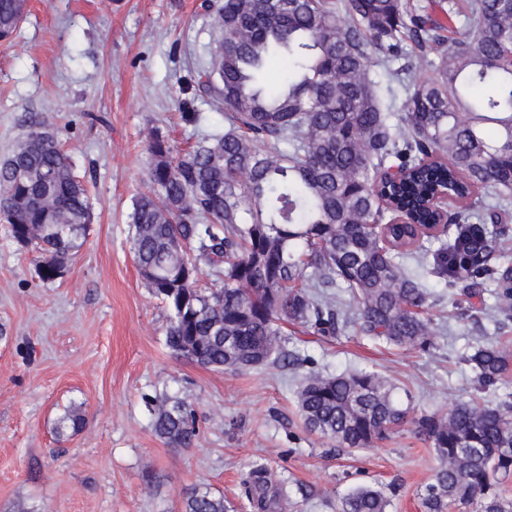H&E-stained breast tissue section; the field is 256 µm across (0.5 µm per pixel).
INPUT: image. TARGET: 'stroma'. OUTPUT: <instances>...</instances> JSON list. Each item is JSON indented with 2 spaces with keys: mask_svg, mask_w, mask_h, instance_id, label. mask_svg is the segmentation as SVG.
I'll list each match as a JSON object with an SVG mask.
<instances>
[{
  "mask_svg": "<svg viewBox=\"0 0 512 512\" xmlns=\"http://www.w3.org/2000/svg\"><path fill=\"white\" fill-rule=\"evenodd\" d=\"M202 0H28L13 40L0 42V159L29 130L52 125L87 180L92 219L52 281L39 255L0 223V512H184L205 484L233 512H252L243 480L258 463L288 485V512H338L361 484L379 486L387 512H423L419 493L438 462L410 426L373 447L337 451L309 432L296 393L309 372L375 371L408 397L413 415L487 401L463 355L493 338L495 302L457 316L453 289L428 301L426 353L345 329L320 336L285 328L294 365L211 370L165 344L167 310L139 273L128 215L148 186L147 141L179 147L223 130V109L192 82L220 38ZM198 113L197 122L183 118ZM191 401L201 428L190 449L165 444L148 399ZM81 406L82 431L57 440L53 423Z\"/></svg>",
  "mask_w": 512,
  "mask_h": 512,
  "instance_id": "obj_1",
  "label": "stroma"
}]
</instances>
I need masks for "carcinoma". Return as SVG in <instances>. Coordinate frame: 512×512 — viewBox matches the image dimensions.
<instances>
[{
  "mask_svg": "<svg viewBox=\"0 0 512 512\" xmlns=\"http://www.w3.org/2000/svg\"><path fill=\"white\" fill-rule=\"evenodd\" d=\"M446 5L458 22L451 36L410 0H204L222 38L195 90L224 107V132L183 152L151 134L149 190L131 214L138 268L169 311V349L214 370L278 361L288 322L340 332L334 305L310 292L322 284L345 289L360 335L426 352L434 333L424 274L467 297L490 291L502 321H512V265L500 262L512 203V0H473L468 12ZM26 14L27 0H0L1 41ZM406 41L414 62L401 65ZM273 57L282 62L274 86ZM394 83L405 88L399 103ZM90 212L56 133L31 120L0 161V221L40 253L41 279L60 273ZM420 257L422 275L408 266ZM204 266L223 287L199 286ZM466 362L485 393L512 377V352L498 341ZM296 399L308 430L339 451L372 447L408 416L396 385L370 371L311 372ZM148 406L166 444L197 445L187 400ZM83 425L69 408L54 432L62 439ZM413 425L439 460L425 512H512L500 494L512 475L511 400H460ZM248 495L261 512L288 504L262 465ZM387 506L382 489L364 484L340 512ZM184 508L230 512L224 494L200 485L185 492Z\"/></svg>",
  "mask_w": 512,
  "mask_h": 512,
  "instance_id": "1",
  "label": "carcinoma"
}]
</instances>
